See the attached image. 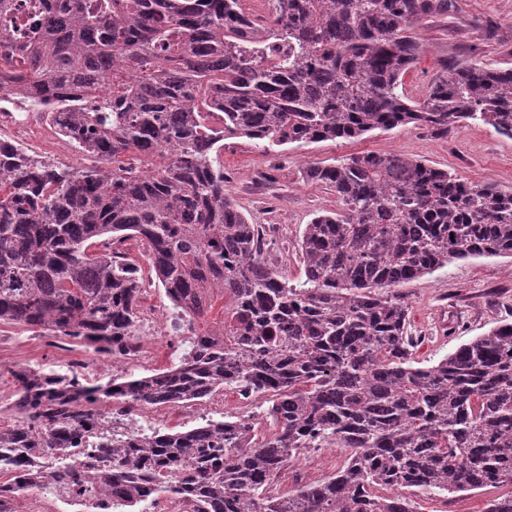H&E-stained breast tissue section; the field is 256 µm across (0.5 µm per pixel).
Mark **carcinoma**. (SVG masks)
Returning a JSON list of instances; mask_svg holds the SVG:
<instances>
[{"label":"carcinoma","instance_id":"cac0c4a2","mask_svg":"<svg viewBox=\"0 0 512 512\" xmlns=\"http://www.w3.org/2000/svg\"><path fill=\"white\" fill-rule=\"evenodd\" d=\"M242 0H0V84L38 106L95 164H58L0 139V324L137 353L144 291L128 252L144 249L189 350L170 370L82 383L14 373L17 425L4 464L83 441L106 406L143 412L205 401L224 387L261 395L251 414L185 431L99 435L112 474L72 459L16 477L3 493L110 494L107 512H416V497L512 485V323L431 366L414 355L408 306L389 289L452 259L512 257V190L465 182L398 155L306 167L336 192L300 242L303 279L263 259L264 228L224 193V140L275 147L355 139L413 124L438 135L463 120L512 138V68L458 59L417 98L403 78L415 29L448 0H274L257 22ZM161 159L152 171L143 158ZM218 290L221 324L194 330ZM341 448L331 478L288 493L274 478L301 450Z\"/></svg>","mask_w":512,"mask_h":512}]
</instances>
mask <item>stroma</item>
<instances>
[{
  "mask_svg": "<svg viewBox=\"0 0 512 512\" xmlns=\"http://www.w3.org/2000/svg\"><path fill=\"white\" fill-rule=\"evenodd\" d=\"M423 50L404 77L411 96H419L438 71V62L455 57L489 67H512V0H448L446 12L424 18L416 30ZM401 155L456 173L468 182L512 189V139L472 121L454 124L447 135L414 126L375 131L353 140L289 144L262 152L243 138L225 140L224 188L253 224L264 225L273 244L264 253L290 282L302 275L300 241L314 214L335 210V192L304 177L308 165L328 164L363 153ZM409 307L412 331L430 340L415 358L438 363L460 345L512 322V257L454 259L444 267L399 288ZM78 340L42 336L18 325L0 326V421L13 400L14 371L37 365L64 372V363L85 355ZM342 452L303 453L280 472L273 491L288 494L300 483H317L343 464ZM492 491L460 492L418 498V512H484Z\"/></svg>",
  "mask_w": 512,
  "mask_h": 512,
  "instance_id": "stroma-1",
  "label": "stroma"
}]
</instances>
